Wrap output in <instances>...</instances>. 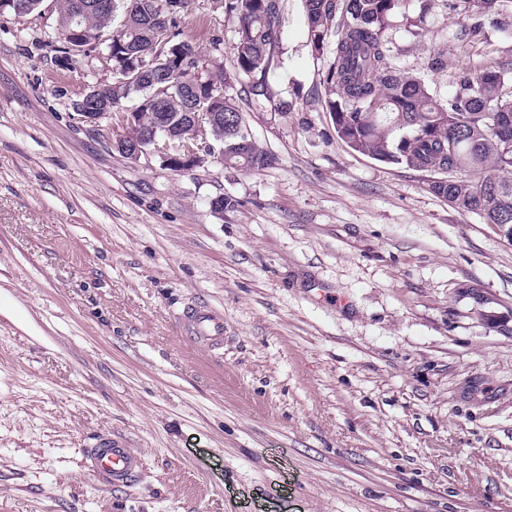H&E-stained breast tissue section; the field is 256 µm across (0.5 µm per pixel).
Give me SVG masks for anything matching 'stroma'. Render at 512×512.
I'll list each match as a JSON object with an SVG mask.
<instances>
[{"label":"stroma","mask_w":512,"mask_h":512,"mask_svg":"<svg viewBox=\"0 0 512 512\" xmlns=\"http://www.w3.org/2000/svg\"><path fill=\"white\" fill-rule=\"evenodd\" d=\"M280 8L293 108L243 105L259 172L124 158L119 116L74 109L112 65L55 56L60 0L0 16V512H512V242L337 139L304 2ZM468 24L399 38L400 65L444 49L443 96L512 69V34ZM179 31L233 70L216 0ZM192 302L223 356L176 334ZM104 431L143 458L130 486L83 465Z\"/></svg>","instance_id":"1"}]
</instances>
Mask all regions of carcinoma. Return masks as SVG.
Listing matches in <instances>:
<instances>
[{
  "label": "carcinoma",
  "mask_w": 512,
  "mask_h": 512,
  "mask_svg": "<svg viewBox=\"0 0 512 512\" xmlns=\"http://www.w3.org/2000/svg\"><path fill=\"white\" fill-rule=\"evenodd\" d=\"M42 0H18L6 12L27 16ZM63 0L54 52L71 56L69 18L80 13L88 49H99L102 36H112L113 80L98 85L93 111H131L147 126L154 113L172 118L196 107L182 81L192 78L203 99L224 98V165L258 172L275 157L254 141L236 104L234 92L244 87L252 104L288 109L273 103L268 73L279 48L280 0H224V14L237 19L232 51L235 69L227 73L189 40H176L178 19L190 0L168 9L167 0ZM407 0H305L311 50L317 55L332 46L331 60L320 78L323 104L336 136L351 150L378 161L403 164L442 174L430 190L458 210L512 233V72L486 66L463 72L454 94L442 99L413 71L396 64L398 49L389 31L403 16V30L424 36L430 3L415 17L406 15ZM472 19L475 35L490 23L512 31V0H459Z\"/></svg>",
  "instance_id": "1"
}]
</instances>
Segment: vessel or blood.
Instances as JSON below:
<instances>
[{
    "label": "vessel or blood",
    "mask_w": 512,
    "mask_h": 512,
    "mask_svg": "<svg viewBox=\"0 0 512 512\" xmlns=\"http://www.w3.org/2000/svg\"><path fill=\"white\" fill-rule=\"evenodd\" d=\"M178 326L188 341L199 347L215 351L224 346V318L208 307L185 308L178 319ZM83 464L115 488L130 485L143 470L141 455L109 435L85 450Z\"/></svg>",
    "instance_id": "obj_1"
}]
</instances>
